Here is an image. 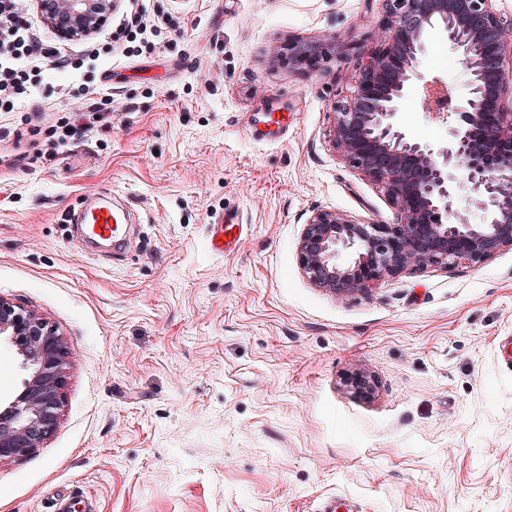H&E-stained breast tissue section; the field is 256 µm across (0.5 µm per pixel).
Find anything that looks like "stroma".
I'll use <instances>...</instances> for the list:
<instances>
[{
  "label": "stroma",
  "mask_w": 512,
  "mask_h": 512,
  "mask_svg": "<svg viewBox=\"0 0 512 512\" xmlns=\"http://www.w3.org/2000/svg\"><path fill=\"white\" fill-rule=\"evenodd\" d=\"M153 53L49 65L41 95L78 112L110 83L109 124L38 162L33 111L0 115V294L64 335L63 411L40 448L0 465V512H512V250L428 265L368 293L312 285L297 260L313 212L393 224L384 190L329 132L383 49V0H147ZM332 49L312 70L282 53ZM456 97L446 39L419 60ZM282 128L253 136L267 114ZM128 207L121 253L86 252L68 211ZM238 215L237 250L211 224ZM367 376L371 397L353 382ZM247 224H240L235 214H228L212 226L209 248L214 255L224 256L226 250H233L244 235Z\"/></svg>",
  "instance_id": "35a3bbf8"
}]
</instances>
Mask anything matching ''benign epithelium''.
<instances>
[{
  "mask_svg": "<svg viewBox=\"0 0 512 512\" xmlns=\"http://www.w3.org/2000/svg\"><path fill=\"white\" fill-rule=\"evenodd\" d=\"M387 44L360 69L355 89L334 107V148L380 185L398 210L395 224H361L317 211L304 225L298 261L307 279L335 295L366 293L386 275L431 264L477 265L512 250V17L492 0H383ZM61 41L97 33L120 0H33ZM433 36L458 50L469 95L457 100L418 71ZM328 53L318 42L288 45V65L313 69ZM423 109L448 124L440 144L422 141L400 104L416 83ZM477 212L474 224L470 214ZM15 347L28 376L0 408V464L25 458L56 429L69 347L38 312L0 295V341Z\"/></svg>",
  "mask_w": 512,
  "mask_h": 512,
  "instance_id": "obj_1",
  "label": "benign epithelium"
}]
</instances>
